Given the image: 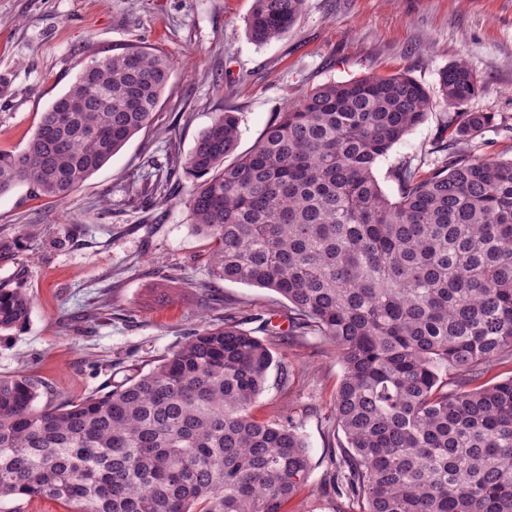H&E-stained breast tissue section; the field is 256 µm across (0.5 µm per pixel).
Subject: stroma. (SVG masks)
<instances>
[{
  "instance_id": "stroma-1",
  "label": "stroma",
  "mask_w": 512,
  "mask_h": 512,
  "mask_svg": "<svg viewBox=\"0 0 512 512\" xmlns=\"http://www.w3.org/2000/svg\"><path fill=\"white\" fill-rule=\"evenodd\" d=\"M253 0H0V150L19 152L40 115L93 59L137 45L166 55L170 80L152 122L93 173L66 205L17 185L0 195V285L32 302L23 330L0 335V378L24 375L39 404H59L151 370L204 324L232 314L265 337L290 370L268 373L252 408L263 422L293 418L311 461L284 512H349L328 485L332 418L343 367L321 338H288V302L208 272V239L186 207L182 169L216 113L236 112L249 151L279 112L330 81L408 72L433 99L427 120L375 169L390 198L391 168L430 170L449 108L438 73L466 60L478 77L473 112L501 116L477 154L512 148V0H306L288 35L253 43ZM170 181L167 204L156 181ZM267 337V336H266Z\"/></svg>"
}]
</instances>
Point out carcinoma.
I'll use <instances>...</instances> for the list:
<instances>
[{
  "instance_id": "carcinoma-1",
  "label": "carcinoma",
  "mask_w": 512,
  "mask_h": 512,
  "mask_svg": "<svg viewBox=\"0 0 512 512\" xmlns=\"http://www.w3.org/2000/svg\"><path fill=\"white\" fill-rule=\"evenodd\" d=\"M305 0H254L246 33L283 37ZM86 65L40 116L25 148L0 151V194L25 182L60 201L152 121L172 62L141 46ZM455 112L436 167L401 160L391 200L377 161L425 121L429 92L406 73L325 83L238 152L219 112L182 168L212 244L209 273L288 301V335L319 336L343 375L329 482L351 512H512V159L466 145L493 126L460 59L439 71ZM233 161L225 163L226 158ZM31 313L0 286V333ZM275 363L234 316L188 336L149 372L60 406L26 376L0 378V499L49 498L70 512H282L307 482L293 419L252 407Z\"/></svg>"
}]
</instances>
